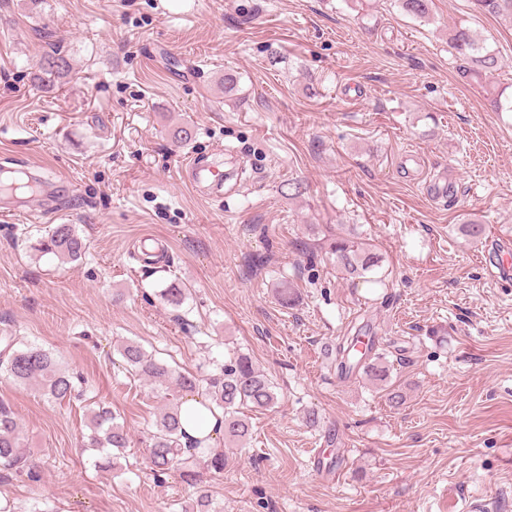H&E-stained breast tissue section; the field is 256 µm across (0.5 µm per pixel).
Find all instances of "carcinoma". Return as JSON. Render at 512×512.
I'll return each mask as SVG.
<instances>
[{"label":"carcinoma","mask_w":512,"mask_h":512,"mask_svg":"<svg viewBox=\"0 0 512 512\" xmlns=\"http://www.w3.org/2000/svg\"><path fill=\"white\" fill-rule=\"evenodd\" d=\"M474 5L489 15L512 18V0H474ZM401 7L419 19L428 15V0H401ZM449 43L463 61L464 74L471 78L480 79L499 65L498 56L466 28L455 29L450 34ZM38 67L41 80L51 83L67 77L71 63L52 47L42 54ZM83 249V242L71 224L56 225L51 234L40 242L42 252L51 253L63 261L78 259ZM329 250L336 259V266L351 277L363 278L379 263V257L351 235L336 236L330 242ZM187 291L188 288L175 279L160 291V296L168 304L180 307ZM0 339L4 342V347L0 349V374L19 384L37 386L52 401L62 402L72 398L77 388L76 376L62 367L50 352L35 344L19 346L10 336ZM116 352L129 372L160 390L175 387L193 392L201 382H206L210 402L208 409L221 411L215 431H224V439L231 443L242 445L250 435L248 422L238 416L239 409H264L277 400L271 380L242 354L224 359L217 373L201 380L192 374L172 369L134 342L118 345ZM384 359L385 356L377 352L373 338L364 340L359 335L346 336L336 346L340 373H363L372 384L387 392L391 404L401 406L405 403V395L398 389L390 388V367ZM90 421L93 432L88 436L87 447L98 452L95 465L101 470H110L128 447L127 430L106 407L92 410ZM184 438L187 439L185 447L182 446ZM209 440L208 436L202 439L188 437L182 424L181 403L164 405L149 434L148 450L153 478L162 480L169 470L178 465L182 480L194 484L199 477L194 465L199 461L218 473L224 471V454L213 452ZM0 470L35 477L33 467L21 448L19 424L11 409L1 404Z\"/></svg>","instance_id":"carcinoma-1"}]
</instances>
